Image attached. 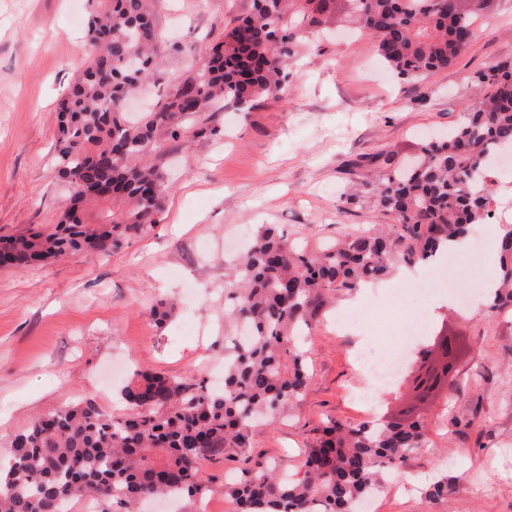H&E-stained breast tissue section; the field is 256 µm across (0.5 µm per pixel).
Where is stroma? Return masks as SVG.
I'll return each instance as SVG.
<instances>
[{"label": "stroma", "instance_id": "obj_1", "mask_svg": "<svg viewBox=\"0 0 512 512\" xmlns=\"http://www.w3.org/2000/svg\"><path fill=\"white\" fill-rule=\"evenodd\" d=\"M250 8L251 0H162L160 26L177 49L149 98L170 78L191 75L207 46ZM472 32L450 69L416 84L389 73L369 35L340 26L310 39L281 100L203 113L195 125L218 127V136L187 133L164 144L172 190L157 224L101 254L22 270L0 265V464L39 415L89 399L111 411L133 370L198 382L223 365L231 330L224 274L260 225L316 243L388 223L366 191L372 159L407 161L427 136L460 123L463 103L488 94L478 75L512 58V0H491ZM89 51L71 0H0V239L58 222L69 185L54 162L56 110ZM488 226L470 229L480 249L468 271L449 268L442 284L433 265L418 266L434 295L451 285L471 291L469 310L448 297L431 318L436 332L458 340L456 391L417 406L392 389L373 412L362 410L351 393L363 384L358 332L337 333L328 318L307 339L312 379L300 400L257 429L251 448L198 461L213 512H236L224 486L254 461L296 473L328 420L356 426L411 405L428 432L402 469L424 484L447 480L448 491L430 500L422 487L402 490L383 499L381 512H512V310L494 307L485 288L497 270L485 250ZM203 240L210 252L198 251ZM163 300L174 306L159 323L153 310Z\"/></svg>", "mask_w": 512, "mask_h": 512}]
</instances>
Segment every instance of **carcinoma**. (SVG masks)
Here are the masks:
<instances>
[{
  "mask_svg": "<svg viewBox=\"0 0 512 512\" xmlns=\"http://www.w3.org/2000/svg\"><path fill=\"white\" fill-rule=\"evenodd\" d=\"M159 0H87L92 54L58 109V172L75 184L54 231L0 244V262L16 269L80 251L116 249L131 231L157 223L170 185L160 148L185 123L219 104L245 109L279 97L300 43L333 21L374 39L394 75L418 81L446 70L472 42L471 20L489 0H253L250 15L227 26L197 73L171 80L156 107L131 119L121 102L158 71L166 54ZM490 93L462 106L463 120L420 147L413 163L392 158L372 182L378 207L393 218L311 249L263 224L224 286L235 289L225 312L248 331L224 340V387L210 390L159 373L135 372L120 390V418L87 400L43 414L10 442L0 468V512H67L87 494L138 512L148 496L202 499L210 492L198 460L251 446L260 418L272 423L307 387L301 336L394 262L435 258L473 224L491 216L486 164L512 148V63L479 74ZM110 203L100 222L88 205ZM495 305H512V230L500 240ZM419 418L336 421L306 450L292 478L255 463L225 486L238 512H352L385 469L422 447Z\"/></svg>",
  "mask_w": 512,
  "mask_h": 512,
  "instance_id": "obj_1",
  "label": "carcinoma"
}]
</instances>
